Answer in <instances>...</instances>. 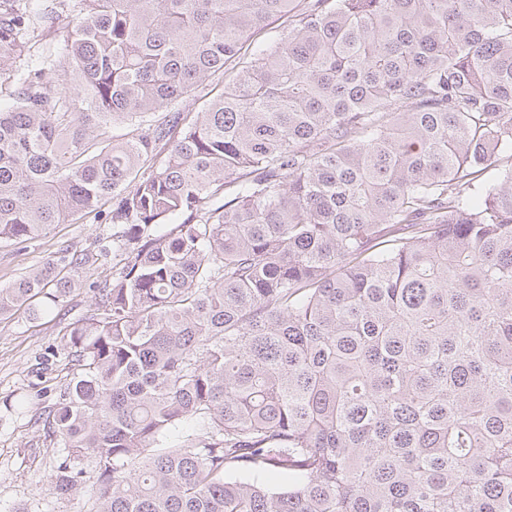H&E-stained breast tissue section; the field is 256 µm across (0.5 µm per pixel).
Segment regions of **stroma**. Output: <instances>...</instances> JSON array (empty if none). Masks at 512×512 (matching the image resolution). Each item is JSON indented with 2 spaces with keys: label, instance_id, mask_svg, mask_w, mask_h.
<instances>
[{
  "label": "stroma",
  "instance_id": "1",
  "mask_svg": "<svg viewBox=\"0 0 512 512\" xmlns=\"http://www.w3.org/2000/svg\"><path fill=\"white\" fill-rule=\"evenodd\" d=\"M112 227L86 219L58 224L46 236L17 245L0 240V286L44 265L64 247L92 248ZM112 276L111 257L70 271L72 290L61 308L29 319L25 311L0 317V512H89L90 488L58 497L52 474L63 448L47 427L60 389L72 376L69 325L91 307V282Z\"/></svg>",
  "mask_w": 512,
  "mask_h": 512
}]
</instances>
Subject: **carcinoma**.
<instances>
[{"label": "carcinoma", "mask_w": 512, "mask_h": 512, "mask_svg": "<svg viewBox=\"0 0 512 512\" xmlns=\"http://www.w3.org/2000/svg\"><path fill=\"white\" fill-rule=\"evenodd\" d=\"M32 2L0 75L37 25L64 49L0 108V239L121 228L0 287L37 319L117 259L56 494L90 457L93 512H512V0ZM223 86L224 82L222 78L219 80L216 78L213 83L207 87L208 89L205 90V93L208 92L205 97L200 98L198 95V97H195L193 100L191 98L187 99L183 103L176 105V108L180 109V112H186V114L188 112V117L194 120L199 115L197 112H204L205 102L220 93V91L223 89Z\"/></svg>", "instance_id": "cac0c4a2"}]
</instances>
